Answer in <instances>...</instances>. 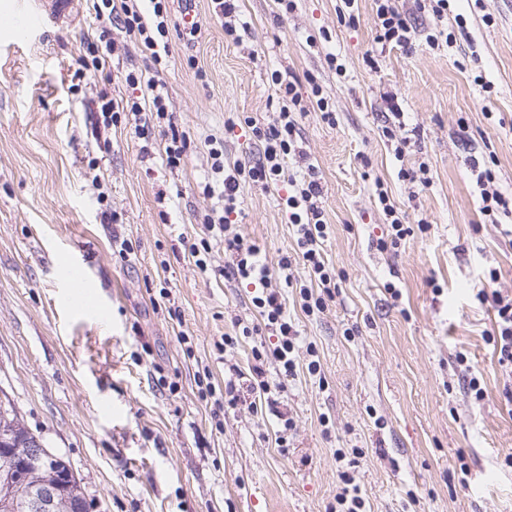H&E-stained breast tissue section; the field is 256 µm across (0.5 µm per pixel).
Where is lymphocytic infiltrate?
<instances>
[{"label": "lymphocytic infiltrate", "mask_w": 512, "mask_h": 512, "mask_svg": "<svg viewBox=\"0 0 512 512\" xmlns=\"http://www.w3.org/2000/svg\"><path fill=\"white\" fill-rule=\"evenodd\" d=\"M151 17H144L137 5L122 4L114 7L112 0H100L96 4L98 19L108 22L117 20L123 25L130 36L145 50L150 51L155 64H162L163 58L158 50L160 38L169 32V13L164 0H152ZM376 31L375 40L387 46L408 47L412 43L414 29L406 15L400 11L397 0H375ZM276 92L288 105L279 114L276 125L263 128L252 126L251 134L263 147L259 159L251 165H234L233 169H225L224 152L217 147H210L213 158L211 169L222 177L221 188L205 184L202 188L204 196L220 194L222 209L218 216H206L205 225L208 231L218 232L224 239V251L230 260L224 267L225 277L239 281H247L260 288L253 297L252 303L261 318L260 323L243 326L242 333L246 336L260 335L263 330L275 333L277 341L273 345H260L252 350L253 363L250 367L248 390L259 404L265 405L269 411L277 413L282 419L286 431L292 430L293 421L286 412L281 411L280 402L275 398L274 389H286L288 383L297 375L296 340L298 332L286 314V306L282 301L281 287H298L297 304L301 312L308 317L324 314L336 297V270L330 266L323 255L322 243L327 236L328 225L324 220L323 210L318 205L322 194V186L315 171H308L300 180L285 179L284 160L294 152L300 136L299 119L307 108L303 104V96L296 82L276 74L272 77ZM261 186H269L280 180H287L290 191L285 199L289 222L294 235L293 255L281 256L277 271H270L258 260L259 249L256 246L244 245L237 233L232 230L231 217L237 211L238 190L241 179ZM378 202L386 216L389 217L388 230L385 237L379 238L377 248L381 251H393L413 231H427V222H419L417 227L404 224L402 216L391 202L386 189H378ZM301 257L307 273L306 283H298L292 271L293 257ZM499 272L489 269L483 277V284L476 297L480 303L489 305L494 313L492 327L486 333V339L492 344L501 370L512 377V294H505L498 288ZM275 370L279 382L270 385L267 379L268 370ZM284 435L278 436L279 446H286ZM364 452L360 448H352L351 452L337 451L336 460L339 464L337 477L343 489L336 496L335 504L329 505L327 512H362L364 501L357 490L352 487V469L359 466Z\"/></svg>", "instance_id": "f902f5d3"}]
</instances>
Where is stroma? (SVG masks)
I'll list each match as a JSON object with an SVG mask.
<instances>
[{
	"mask_svg": "<svg viewBox=\"0 0 512 512\" xmlns=\"http://www.w3.org/2000/svg\"><path fill=\"white\" fill-rule=\"evenodd\" d=\"M50 2L0 0V396L69 462L89 512H325L340 487L335 452L355 446L365 452L353 473L365 512H512L503 463L512 405L485 340L493 313L475 298L479 273L492 268L512 293V242L480 214L470 168L492 163L512 194V0H450L471 38L434 49L415 0H398L417 28L405 49L375 42L373 0H357L351 25L337 18L340 0H295L289 11L237 0L235 41L213 0H195L198 27L170 32L162 69L120 25H103L94 0H71L62 17ZM21 9L42 26L12 34L7 18ZM105 29V73L76 76ZM131 71L163 84L170 123L138 132L125 115L103 126L101 95L140 98L125 81ZM276 73L298 78L309 109L298 141L307 161L290 156L285 168L300 177L315 166L325 257L344 274L316 319L283 291L299 332L298 375L281 394L295 424L284 449L271 413L244 400L218 420L200 399L198 370L219 385L226 366L248 371L258 338L224 353L215 343L233 319L259 316L250 288L225 278L220 239L207 271L185 251L217 205L201 193L214 178L209 140L223 141L225 163L256 161L260 146L241 121L276 124ZM321 99L335 123L322 119ZM394 112L402 125L389 138ZM171 123L191 140L174 169L158 149ZM422 163L428 186L399 178ZM378 178L415 228L395 252L374 246L388 229ZM287 193L284 183L239 188L234 231L272 268L294 247ZM116 234L132 246L129 261L112 250ZM69 261L97 317L74 304ZM311 343L317 376L306 370ZM460 352L483 376V402L464 388Z\"/></svg>",
	"mask_w": 512,
	"mask_h": 512,
	"instance_id": "1",
	"label": "stroma"
}]
</instances>
